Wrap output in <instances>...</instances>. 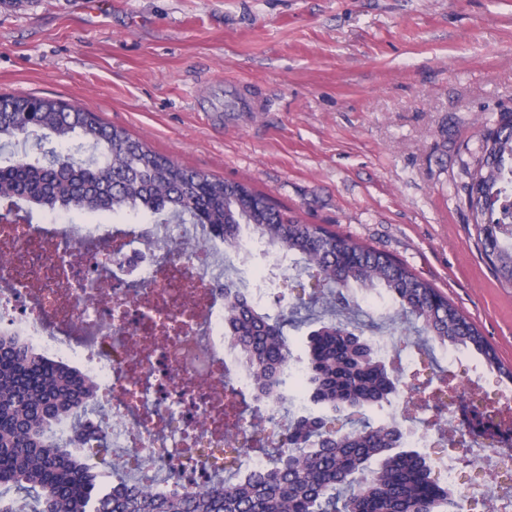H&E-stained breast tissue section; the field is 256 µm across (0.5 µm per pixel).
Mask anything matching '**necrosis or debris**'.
I'll use <instances>...</instances> for the list:
<instances>
[{
	"instance_id": "necrosis-or-debris-1",
	"label": "necrosis or debris",
	"mask_w": 512,
	"mask_h": 512,
	"mask_svg": "<svg viewBox=\"0 0 512 512\" xmlns=\"http://www.w3.org/2000/svg\"><path fill=\"white\" fill-rule=\"evenodd\" d=\"M118 240L106 225L60 224L51 213L18 225L14 259L0 266V314L47 358L77 363L95 380L93 427L113 446L185 486L206 484L224 456V384H251L224 338V280L199 255L175 263L171 276L147 262L142 289L128 299L97 268ZM486 374L479 362L468 366L467 414L448 421L462 432L465 457L431 463L469 512H512V417L490 404L512 402V391L488 393Z\"/></svg>"
}]
</instances>
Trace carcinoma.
I'll return each instance as SVG.
<instances>
[{
  "instance_id": "1",
  "label": "carcinoma",
  "mask_w": 512,
  "mask_h": 512,
  "mask_svg": "<svg viewBox=\"0 0 512 512\" xmlns=\"http://www.w3.org/2000/svg\"><path fill=\"white\" fill-rule=\"evenodd\" d=\"M35 136L51 147L0 164V202L41 212L81 211L136 217L164 214L196 224L234 250L252 233L292 257L290 269L324 282L323 326L308 339L305 373L310 397L335 411L391 404L396 379L373 340L355 332L349 292L386 295L388 319L418 336L473 347L512 380L495 349L449 300L404 263L295 217L247 183L183 166L105 123L88 109L37 96H0V145ZM466 205L477 244L499 278L512 283V112L481 132V156L466 170ZM167 256L189 257L207 239L170 237ZM224 335L245 363L258 401H284L292 352L284 321L224 283ZM98 386L75 367L47 359L16 334H0V489L23 492L22 506L4 499L0 512H447L453 493L416 452L395 451L398 430L364 427L323 440L321 425L288 423L272 461L243 476L192 489L165 480L109 491L74 452L73 433L95 412ZM70 423V435L56 431Z\"/></svg>"
}]
</instances>
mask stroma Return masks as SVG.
<instances>
[{"mask_svg":"<svg viewBox=\"0 0 512 512\" xmlns=\"http://www.w3.org/2000/svg\"><path fill=\"white\" fill-rule=\"evenodd\" d=\"M0 94L100 114L175 161L253 185L290 215L390 254L431 283L512 367V287L476 245L464 168L477 129L512 112V0H0ZM252 98L255 110L243 109ZM324 287L277 278L270 312L297 307L295 357L319 325ZM364 335L403 366L390 411L313 417L342 432L463 390L438 344L404 347L400 324L363 310ZM110 488L142 477L126 449H79Z\"/></svg>","mask_w":512,"mask_h":512,"instance_id":"35a3bbf8","label":"stroma"}]
</instances>
